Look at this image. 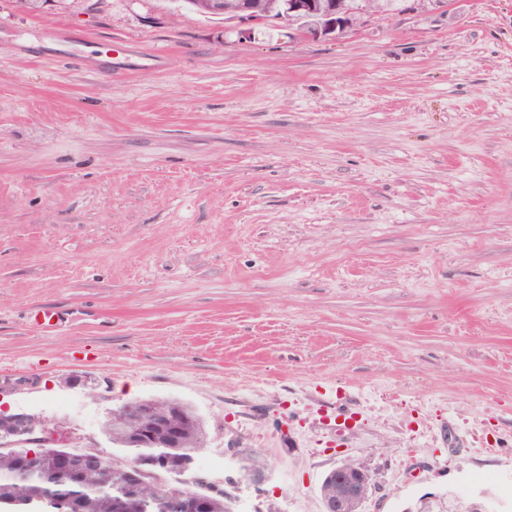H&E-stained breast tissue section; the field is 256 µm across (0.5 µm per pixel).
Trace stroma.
I'll return each instance as SVG.
<instances>
[{"mask_svg": "<svg viewBox=\"0 0 512 512\" xmlns=\"http://www.w3.org/2000/svg\"><path fill=\"white\" fill-rule=\"evenodd\" d=\"M140 399L232 512H324L344 460L365 512H512V0L317 39L0 0V408L124 464Z\"/></svg>", "mask_w": 512, "mask_h": 512, "instance_id": "1", "label": "stroma"}]
</instances>
